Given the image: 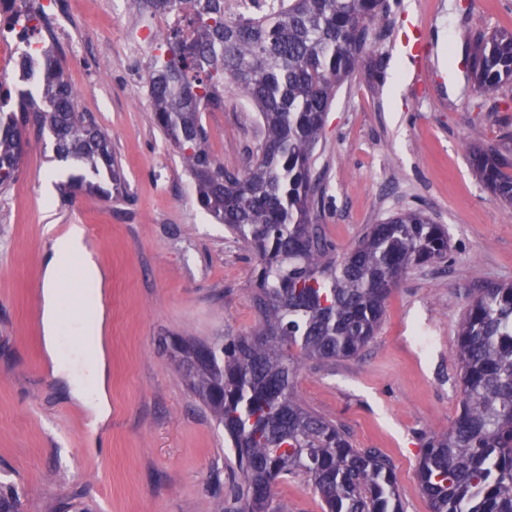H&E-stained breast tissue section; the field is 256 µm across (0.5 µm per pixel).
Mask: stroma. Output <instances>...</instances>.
Listing matches in <instances>:
<instances>
[{
	"mask_svg": "<svg viewBox=\"0 0 512 512\" xmlns=\"http://www.w3.org/2000/svg\"><path fill=\"white\" fill-rule=\"evenodd\" d=\"M406 15L423 26L428 51L418 63L400 43ZM149 18L133 0H119L108 19L73 17L97 31L95 51L112 62L111 73L82 72L73 83L77 111L110 138L123 193L62 196L76 170L31 124L18 175L0 194V481L19 489L20 512H216L227 492L224 431L163 343L250 332L256 261L199 207L153 121L146 81L156 50L129 43ZM502 28L512 29V0H395L316 149L327 194L315 221L339 252L407 208L448 229L447 261L401 278L360 356L308 366L298 380L307 405L342 423L356 447L391 460L405 512H428L416 477L421 435L447 431L458 413L456 336L468 300L474 289L512 283V205L492 200L466 151L470 138L492 143L512 131V85L490 101L467 73L448 69L477 36ZM202 120L213 153L243 168L260 135L247 100L225 95L223 111ZM75 224L104 275L111 414L97 428L54 377L42 343L44 268L53 240Z\"/></svg>",
	"mask_w": 512,
	"mask_h": 512,
	"instance_id": "stroma-1",
	"label": "stroma"
}]
</instances>
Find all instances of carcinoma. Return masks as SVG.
Returning a JSON list of instances; mask_svg holds the SVG:
<instances>
[{
    "label": "carcinoma",
    "mask_w": 512,
    "mask_h": 512,
    "mask_svg": "<svg viewBox=\"0 0 512 512\" xmlns=\"http://www.w3.org/2000/svg\"><path fill=\"white\" fill-rule=\"evenodd\" d=\"M190 16L192 31L159 35L148 81L155 124L181 155L201 209L254 251L257 322L240 336L166 345L188 387L224 427L234 450L229 499L219 512H286L274 487L302 476L323 512H403L390 460L357 448L345 427L297 395L301 369L359 355L380 327L397 280L448 258V228L409 208L366 228L339 253L313 215L325 204L316 148L326 112L363 62L369 27L387 20L388 0H287L251 18L224 16V0H137ZM476 91L512 84V30L475 39L467 55ZM40 99L22 95L0 112V191L15 180L23 126L48 127L56 157L98 176L77 190L109 197L124 179L107 136L74 111L75 91L44 54ZM240 93L259 112L263 139L245 170L210 150L201 119ZM472 165L496 201L512 205V132L496 146L467 143ZM460 413L448 431L424 438L416 474L429 512H512V285L473 295L459 324ZM20 495L0 485V512Z\"/></svg>",
    "instance_id": "obj_1"
}]
</instances>
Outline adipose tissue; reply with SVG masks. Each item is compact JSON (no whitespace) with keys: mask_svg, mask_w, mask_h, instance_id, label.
Returning a JSON list of instances; mask_svg holds the SVG:
<instances>
[{"mask_svg":"<svg viewBox=\"0 0 512 512\" xmlns=\"http://www.w3.org/2000/svg\"><path fill=\"white\" fill-rule=\"evenodd\" d=\"M82 236V230L75 226L53 242L52 257L44 272L43 341L55 376L68 380L72 397L81 401L89 409L93 422L99 424L107 419L111 411L103 338L105 314L99 306L103 275L86 252ZM75 262L80 265L84 298L87 304L94 306L95 315L90 321H74L73 330L93 345L94 351L89 358L68 362L60 355L63 297L59 291V270Z\"/></svg>","mask_w":512,"mask_h":512,"instance_id":"adipose-tissue-1","label":"adipose tissue"}]
</instances>
